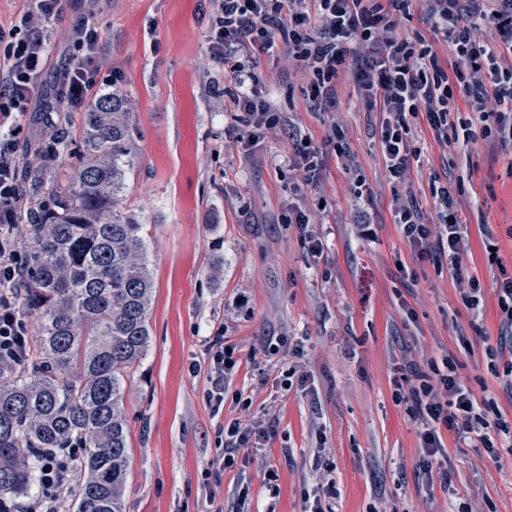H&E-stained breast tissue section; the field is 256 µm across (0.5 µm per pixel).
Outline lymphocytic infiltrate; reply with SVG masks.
Returning <instances> with one entry per match:
<instances>
[{
    "label": "lymphocytic infiltrate",
    "mask_w": 512,
    "mask_h": 512,
    "mask_svg": "<svg viewBox=\"0 0 512 512\" xmlns=\"http://www.w3.org/2000/svg\"><path fill=\"white\" fill-rule=\"evenodd\" d=\"M209 49L222 64L233 88L224 95L232 123L228 134L252 147L267 131L277 130L291 142L304 178H311L323 147L337 158L351 155L341 128L331 127L323 144L301 135L276 103L260 95L259 61L286 50L310 75L311 102L335 101L340 79L353 80L358 98L381 113L379 146L393 187L391 208L402 236L418 254L434 253L454 273L470 251L469 236L457 207L463 181H433L430 189L439 221L437 244L402 192L411 165L422 149L416 136L425 127L447 148L477 139L512 146V0H212ZM63 0H28L18 25L0 28V255L15 253L12 236L25 198L20 189L15 131L4 125L36 98V79L47 63L42 20L60 14ZM420 16L435 37L399 36L405 20ZM494 28L495 42L481 36ZM100 34L90 21L71 33L72 51L58 74L56 95L71 110L82 108L98 89L94 55ZM449 54L440 58L435 43ZM463 109H455V102ZM20 264L0 265V361L24 349L28 327L18 314L11 287ZM452 357L441 365L401 369L402 384L394 398L419 421L425 468L447 461L442 430L458 441L479 432L487 453H495L483 403L459 380ZM68 475L54 459H45L41 491L27 512H60Z\"/></svg>",
    "instance_id": "f902f5d3"
}]
</instances>
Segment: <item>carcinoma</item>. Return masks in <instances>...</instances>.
Instances as JSON below:
<instances>
[{
    "label": "carcinoma",
    "mask_w": 512,
    "mask_h": 512,
    "mask_svg": "<svg viewBox=\"0 0 512 512\" xmlns=\"http://www.w3.org/2000/svg\"><path fill=\"white\" fill-rule=\"evenodd\" d=\"M81 161L27 215L26 317L38 336L0 367V512L31 494L42 459L67 466L64 512H124L125 377L149 346L152 275L143 225L118 210L133 167L119 92L81 113Z\"/></svg>",
    "instance_id": "cac0c4a2"
}]
</instances>
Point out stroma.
Wrapping results in <instances>:
<instances>
[{
	"label": "stroma",
	"instance_id": "obj_1",
	"mask_svg": "<svg viewBox=\"0 0 512 512\" xmlns=\"http://www.w3.org/2000/svg\"><path fill=\"white\" fill-rule=\"evenodd\" d=\"M209 9V0H66L41 25L51 46L41 93L13 122L33 207L78 164L68 147L80 115L52 87L72 29L91 18L101 36L100 90L129 99L135 167L123 204L144 226L154 279L149 347L124 383L125 512H302L304 490L318 483L336 487L325 512H512L504 380L512 338L500 331L496 292L500 269L512 270V151L480 139L452 157L430 140L411 173L429 224L437 221L430 179H465L458 201L471 251L463 270L482 286L476 316L452 272L420 258L395 224L374 135L381 115L367 111L351 80L338 83L330 112L307 107L309 75L295 63L271 58L258 67L264 95L303 135L319 142L330 124L343 127L352 169L325 150L307 186L291 146L272 131L244 159L224 134L228 81L209 53ZM358 177L372 196V242L359 240L351 222ZM292 199L328 228L321 256L297 225L283 223ZM489 235L496 267L484 249ZM219 334L236 361L220 406L208 399L209 341ZM446 354L461 382L493 403L501 452L444 431L448 476L430 481L419 467L420 427L394 400L396 368ZM235 419L261 422L266 433L251 437L216 481L206 471Z\"/></svg>",
	"mask_w": 512,
	"mask_h": 512
}]
</instances>
